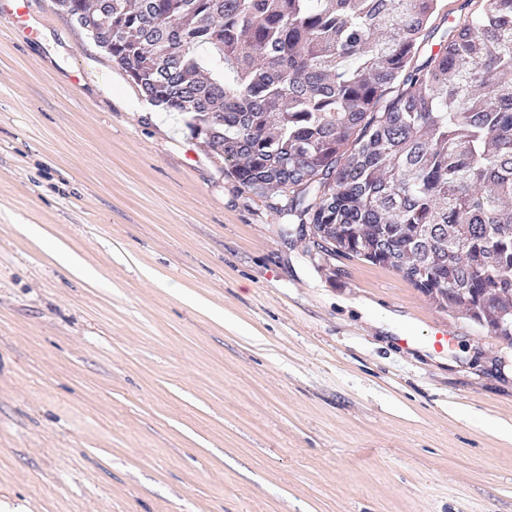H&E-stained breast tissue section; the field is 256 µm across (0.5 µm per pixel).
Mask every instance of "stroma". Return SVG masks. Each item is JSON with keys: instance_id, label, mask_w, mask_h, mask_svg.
<instances>
[{"instance_id": "1", "label": "stroma", "mask_w": 512, "mask_h": 512, "mask_svg": "<svg viewBox=\"0 0 512 512\" xmlns=\"http://www.w3.org/2000/svg\"><path fill=\"white\" fill-rule=\"evenodd\" d=\"M28 6L0 0V512H512V346L283 234Z\"/></svg>"}]
</instances>
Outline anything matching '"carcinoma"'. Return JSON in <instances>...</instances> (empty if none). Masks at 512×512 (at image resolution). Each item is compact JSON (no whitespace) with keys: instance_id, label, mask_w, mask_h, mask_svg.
<instances>
[{"instance_id":"obj_1","label":"carcinoma","mask_w":512,"mask_h":512,"mask_svg":"<svg viewBox=\"0 0 512 512\" xmlns=\"http://www.w3.org/2000/svg\"><path fill=\"white\" fill-rule=\"evenodd\" d=\"M53 4L326 255L483 327L512 309V0Z\"/></svg>"}]
</instances>
